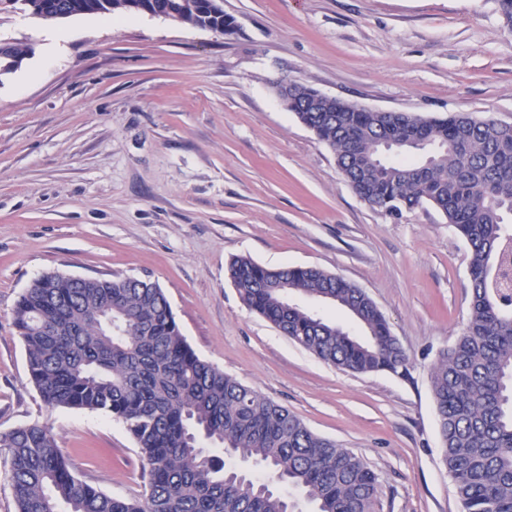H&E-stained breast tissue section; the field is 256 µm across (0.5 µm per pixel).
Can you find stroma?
<instances>
[{
	"mask_svg": "<svg viewBox=\"0 0 512 512\" xmlns=\"http://www.w3.org/2000/svg\"><path fill=\"white\" fill-rule=\"evenodd\" d=\"M224 12L234 34L146 15L45 23L0 5V40L31 50L0 82V432L49 425L79 479L145 492L121 422L44 406L14 309L47 272L148 278L202 359L378 474L375 512H461L429 370L467 320L468 247L432 206L394 217L361 201L273 85L512 125V32L494 0H224ZM242 255L362 288L408 376L344 372L281 335L227 275Z\"/></svg>",
	"mask_w": 512,
	"mask_h": 512,
	"instance_id": "obj_1",
	"label": "stroma"
}]
</instances>
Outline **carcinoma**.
I'll list each match as a JSON object with an SVG mask.
<instances>
[{"label":"carcinoma","mask_w":512,"mask_h":512,"mask_svg":"<svg viewBox=\"0 0 512 512\" xmlns=\"http://www.w3.org/2000/svg\"><path fill=\"white\" fill-rule=\"evenodd\" d=\"M127 15L132 0H5L43 22ZM180 24L235 32L224 0H153ZM27 58L0 43V79ZM318 90L293 82V110ZM298 112L335 153L349 186L391 215L428 204L470 247L469 315L430 369L443 463L462 512H512V126L463 113L424 117L369 112L333 99ZM384 140L399 158H379ZM228 275L252 312L320 361L356 373L408 375L410 358L382 312L350 281L316 267L273 269L246 256ZM302 295L347 310L370 340L309 309ZM14 325L43 404L121 421L148 474L139 499L112 497L78 479L51 427L0 432L16 512H288L280 487L305 490L316 512H373L378 476L353 451L312 432L288 408L201 359L183 336L163 289L135 277L81 284L43 274L17 301Z\"/></svg>","instance_id":"cac0c4a2"}]
</instances>
